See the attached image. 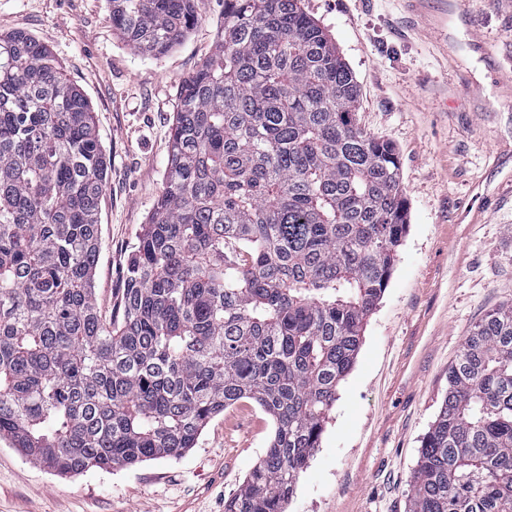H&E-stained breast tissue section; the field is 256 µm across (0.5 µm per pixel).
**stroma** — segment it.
Returning a JSON list of instances; mask_svg holds the SVG:
<instances>
[{
	"label": "stroma",
	"mask_w": 512,
	"mask_h": 512,
	"mask_svg": "<svg viewBox=\"0 0 512 512\" xmlns=\"http://www.w3.org/2000/svg\"><path fill=\"white\" fill-rule=\"evenodd\" d=\"M446 22L452 62L402 0H303L361 89L357 120L397 152L408 228L388 286L286 512H408L421 440L471 327L512 303V0H468ZM146 56L112 27L108 0H0V35H31L86 97L107 159L96 299L112 310L130 248L163 189L181 82L209 54L224 0ZM274 423L246 401L178 459L61 476L0 440V512H224Z\"/></svg>",
	"instance_id": "35a3bbf8"
}]
</instances>
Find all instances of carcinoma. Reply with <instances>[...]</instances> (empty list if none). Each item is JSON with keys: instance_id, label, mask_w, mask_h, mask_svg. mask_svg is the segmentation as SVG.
I'll return each instance as SVG.
<instances>
[{"instance_id": "obj_1", "label": "carcinoma", "mask_w": 512, "mask_h": 512, "mask_svg": "<svg viewBox=\"0 0 512 512\" xmlns=\"http://www.w3.org/2000/svg\"><path fill=\"white\" fill-rule=\"evenodd\" d=\"M110 2L148 55L197 21L194 0ZM358 106L301 0H224L106 317L93 113L47 47L0 36V439L60 475L108 470L180 457L252 401L274 432L224 512H286L407 229L399 159ZM409 496V512H512V303L449 365Z\"/></svg>"}]
</instances>
